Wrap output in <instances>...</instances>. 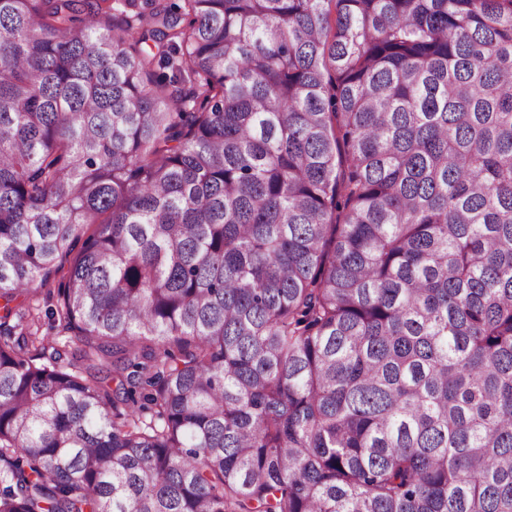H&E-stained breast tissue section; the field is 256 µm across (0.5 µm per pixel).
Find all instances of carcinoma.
I'll return each mask as SVG.
<instances>
[{"label": "carcinoma", "instance_id": "carcinoma-1", "mask_svg": "<svg viewBox=\"0 0 512 512\" xmlns=\"http://www.w3.org/2000/svg\"><path fill=\"white\" fill-rule=\"evenodd\" d=\"M0 512H512V0H0ZM63 274V272L52 274L46 281H37L33 285L34 295L26 301L25 307L29 305L35 314H39L41 327L38 336L40 338L44 337V344L58 348L63 355V359L67 361L72 358L77 346L73 342H67L70 339L67 338L66 333L59 332V328L56 327L57 323L52 328V321H49L45 316V310L50 306L54 307L59 289L63 288L66 283Z\"/></svg>", "mask_w": 512, "mask_h": 512}]
</instances>
